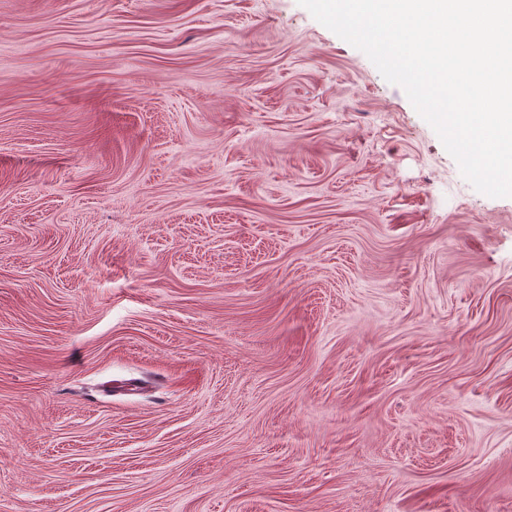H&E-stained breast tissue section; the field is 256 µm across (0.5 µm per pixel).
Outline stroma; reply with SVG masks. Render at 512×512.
Masks as SVG:
<instances>
[{
	"label": "stroma",
	"instance_id": "obj_1",
	"mask_svg": "<svg viewBox=\"0 0 512 512\" xmlns=\"http://www.w3.org/2000/svg\"><path fill=\"white\" fill-rule=\"evenodd\" d=\"M0 512H512V197L297 0H0Z\"/></svg>",
	"mask_w": 512,
	"mask_h": 512
}]
</instances>
